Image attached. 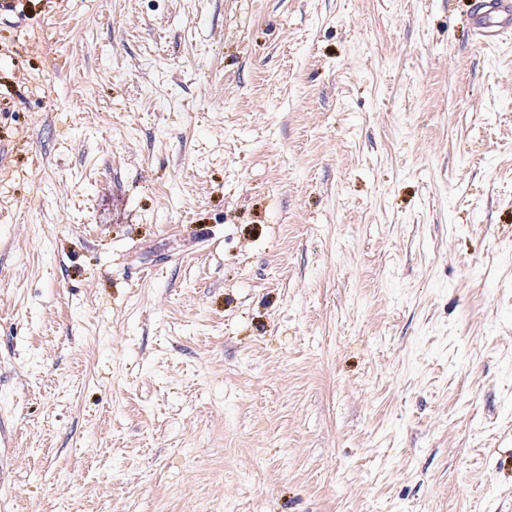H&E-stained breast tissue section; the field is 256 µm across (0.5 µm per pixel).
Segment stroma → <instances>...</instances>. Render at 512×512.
<instances>
[{
    "label": "stroma",
    "instance_id": "stroma-1",
    "mask_svg": "<svg viewBox=\"0 0 512 512\" xmlns=\"http://www.w3.org/2000/svg\"><path fill=\"white\" fill-rule=\"evenodd\" d=\"M13 2L0 512H512L475 0Z\"/></svg>",
    "mask_w": 512,
    "mask_h": 512
}]
</instances>
